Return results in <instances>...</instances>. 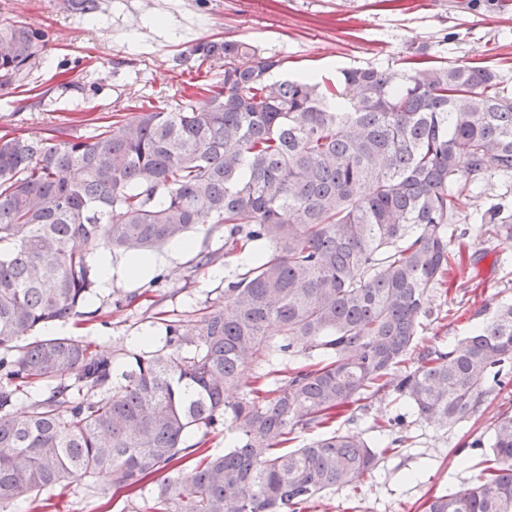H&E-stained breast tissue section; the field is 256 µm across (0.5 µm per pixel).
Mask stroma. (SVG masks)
Returning <instances> with one entry per match:
<instances>
[{
	"instance_id": "obj_1",
	"label": "stroma",
	"mask_w": 512,
	"mask_h": 512,
	"mask_svg": "<svg viewBox=\"0 0 512 512\" xmlns=\"http://www.w3.org/2000/svg\"><path fill=\"white\" fill-rule=\"evenodd\" d=\"M89 20L67 0H0V24L18 22L45 35L46 48L26 87L0 90V134L38 136L62 119L79 134L110 124L114 110L148 99L165 106L190 91L194 69L176 65L203 40L232 37L285 61L292 77L313 72L337 78L341 69H397L423 49L448 62L497 72L512 95V0H100ZM193 248L155 270V278H113L97 288L87 315L50 323L40 337H67L100 350H137V338L163 337L169 324L200 326L224 301V283L239 267L224 252L223 225L205 221ZM461 252L467 290L432 294L421 336L448 344L488 316L486 307L512 302V240L452 238ZM212 261L198 266L197 257ZM512 400V384L491 397L482 414L452 427L418 419L391 398L361 401L336 419L337 428L370 442L406 436L377 467L310 504L306 512H423L430 495L475 480L497 407ZM96 490L77 479L17 503L12 512H154L153 485L130 495L99 476Z\"/></svg>"
}]
</instances>
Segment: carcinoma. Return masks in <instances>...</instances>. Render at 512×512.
Instances as JSON below:
<instances>
[{"mask_svg":"<svg viewBox=\"0 0 512 512\" xmlns=\"http://www.w3.org/2000/svg\"><path fill=\"white\" fill-rule=\"evenodd\" d=\"M68 7L93 17L100 0ZM42 50V32L0 25V88ZM425 57L275 79L281 60L255 45L201 41L184 60L215 72L202 106H138L86 138L65 123L0 137V512L101 474L133 494L164 471L155 512H304L379 453L338 429L290 450L293 435L381 393L446 426L481 412L512 374V303L451 346L420 329L457 263L452 225L512 238L505 198L463 208L485 177L512 179V97L488 67ZM209 217L251 260L202 327L170 324L139 352L32 336L81 315L94 251L148 254ZM223 420L230 445L211 454ZM489 448L476 481L425 512H512V405Z\"/></svg>","mask_w":512,"mask_h":512,"instance_id":"obj_1","label":"carcinoma"}]
</instances>
